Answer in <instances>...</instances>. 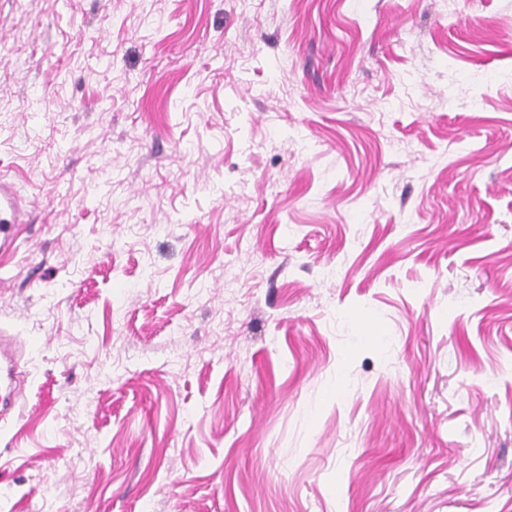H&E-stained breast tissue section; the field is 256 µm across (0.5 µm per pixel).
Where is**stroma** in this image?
I'll list each match as a JSON object with an SVG mask.
<instances>
[{
    "label": "stroma",
    "mask_w": 512,
    "mask_h": 512,
    "mask_svg": "<svg viewBox=\"0 0 512 512\" xmlns=\"http://www.w3.org/2000/svg\"><path fill=\"white\" fill-rule=\"evenodd\" d=\"M0 512H512V0H0ZM31 215L24 207L14 184L0 178V253L16 250L22 224H30Z\"/></svg>",
    "instance_id": "stroma-1"
}]
</instances>
